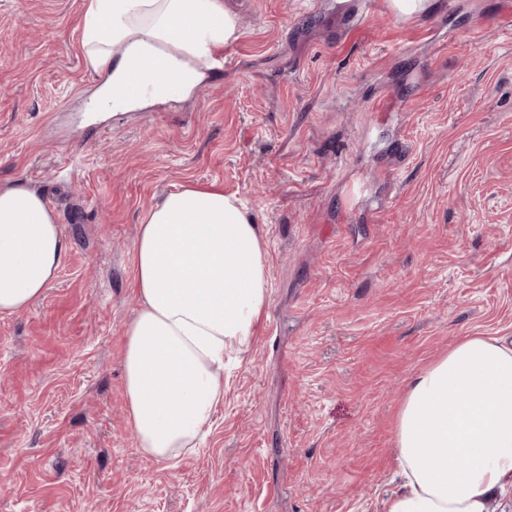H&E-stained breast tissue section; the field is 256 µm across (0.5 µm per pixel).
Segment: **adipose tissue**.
<instances>
[{"instance_id":"obj_1","label":"adipose tissue","mask_w":512,"mask_h":512,"mask_svg":"<svg viewBox=\"0 0 512 512\" xmlns=\"http://www.w3.org/2000/svg\"><path fill=\"white\" fill-rule=\"evenodd\" d=\"M239 31L225 0H84L81 44L101 78L99 111L199 97L214 55ZM67 252L37 191L0 187L1 315L41 299ZM266 254L253 215L218 185L176 189L146 214L124 347L128 419L146 456L169 459L206 433L267 305ZM396 446L405 482L386 512H488L512 491V339L462 337L413 377Z\"/></svg>"}]
</instances>
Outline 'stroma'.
<instances>
[{"mask_svg": "<svg viewBox=\"0 0 512 512\" xmlns=\"http://www.w3.org/2000/svg\"><path fill=\"white\" fill-rule=\"evenodd\" d=\"M227 2L221 77L116 116L89 110L83 0H0V186L40 192L69 244L0 315V512H385L411 378L460 337L512 336L504 0L383 2L354 33L359 0ZM189 183L250 208L269 303L200 447L155 461L124 401L132 254Z\"/></svg>", "mask_w": 512, "mask_h": 512, "instance_id": "stroma-1", "label": "stroma"}]
</instances>
